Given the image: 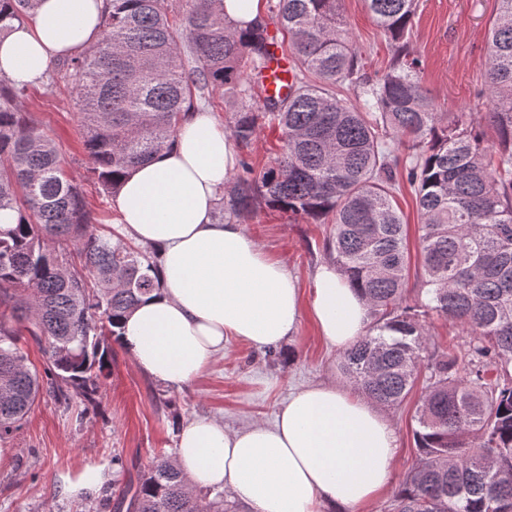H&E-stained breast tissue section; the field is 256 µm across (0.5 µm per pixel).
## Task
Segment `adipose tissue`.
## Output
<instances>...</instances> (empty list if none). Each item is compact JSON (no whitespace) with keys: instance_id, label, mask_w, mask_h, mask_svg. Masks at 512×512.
<instances>
[{"instance_id":"ef3b65f1","label":"adipose tissue","mask_w":512,"mask_h":512,"mask_svg":"<svg viewBox=\"0 0 512 512\" xmlns=\"http://www.w3.org/2000/svg\"><path fill=\"white\" fill-rule=\"evenodd\" d=\"M104 0H36L31 22L0 30V76L36 86L54 61L79 55L101 33ZM236 166L230 139L207 111L189 113L172 152L130 171L116 222L159 253L161 287L122 324L137 366L169 386L194 381L234 338L266 349L293 336L302 316L344 350L370 322L369 307L335 265L322 266L303 300L284 264L241 226L215 223ZM396 437L368 399L333 381L294 392L272 425L228 432L210 418L183 425L175 462L195 489L231 494L249 512H352L386 489Z\"/></svg>"}]
</instances>
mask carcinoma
I'll list each match as a JSON object with an SVG mask.
<instances>
[{"mask_svg":"<svg viewBox=\"0 0 512 512\" xmlns=\"http://www.w3.org/2000/svg\"><path fill=\"white\" fill-rule=\"evenodd\" d=\"M341 0H277L291 43L287 94L266 91L273 59L268 23L236 31L224 0H105L101 37L63 64L81 106L82 144L103 193H118L137 164L171 148L209 87L232 100L230 130L250 144L259 119L279 128L275 164L246 175L225 202L248 220L260 197L315 223L329 217V256L370 306L366 333L339 368L383 407L423 379L416 466L394 495V512H512V0H497L489 28L484 93L489 110L439 112L420 86V61L405 39L415 0H365L392 62L361 73ZM34 0H0V28L24 21ZM353 87L357 103L336 96ZM27 90L0 77V442L16 437L38 398L96 404L123 319L159 287L158 269L94 217L54 142L21 111ZM495 133L486 138L484 126ZM404 176L416 191L425 299L407 302L409 252L393 204ZM77 255L78 261L72 260ZM468 336L459 352L432 343L431 315ZM45 346L31 366L15 322ZM127 512H237L221 491L195 494L159 457L129 487Z\"/></svg>","mask_w":512,"mask_h":512,"instance_id":"1","label":"carcinoma"}]
</instances>
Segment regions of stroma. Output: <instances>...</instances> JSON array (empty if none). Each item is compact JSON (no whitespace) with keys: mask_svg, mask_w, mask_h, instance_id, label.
I'll return each instance as SVG.
<instances>
[{"mask_svg":"<svg viewBox=\"0 0 512 512\" xmlns=\"http://www.w3.org/2000/svg\"><path fill=\"white\" fill-rule=\"evenodd\" d=\"M496 7V0H417L407 49L419 59V81L438 111L486 112L480 92ZM341 12L366 75L381 74L393 50L363 0H341ZM23 108L54 138L98 231H112L114 200L100 194L90 177L79 108L58 66H51L44 82L30 89ZM243 229L267 254L285 263L302 296H309L317 268L329 261L331 224L294 219L261 203ZM339 357V350L328 347L305 317L280 347L258 351L229 341L202 376L172 388L144 373L126 348L113 342L109 375L96 408H85L77 398L66 405L47 395L38 400L11 442V464L0 466V512H114L128 483L157 456L174 455L182 423L206 416L230 431L254 421L272 424L295 389L329 379L345 383ZM420 396L416 388L399 406L384 408L397 436L395 461L385 492L362 512H392L396 490L415 467Z\"/></svg>","mask_w":512,"mask_h":512,"instance_id":"stroma-1","label":"stroma"}]
</instances>
